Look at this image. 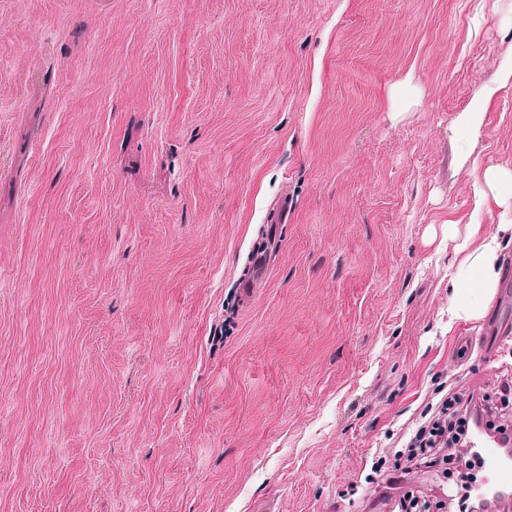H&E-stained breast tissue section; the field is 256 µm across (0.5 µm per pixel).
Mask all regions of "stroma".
<instances>
[{"label":"stroma","instance_id":"1","mask_svg":"<svg viewBox=\"0 0 512 512\" xmlns=\"http://www.w3.org/2000/svg\"><path fill=\"white\" fill-rule=\"evenodd\" d=\"M509 69L512 0H0V512H389L512 374V237L448 314ZM474 406L477 405L472 396L465 398L457 392H449L433 416L410 434L405 444L409 461L414 465L427 464L439 453L466 448L472 433V420L468 414Z\"/></svg>","mask_w":512,"mask_h":512}]
</instances>
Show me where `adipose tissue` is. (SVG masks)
I'll return each mask as SVG.
<instances>
[{"mask_svg": "<svg viewBox=\"0 0 512 512\" xmlns=\"http://www.w3.org/2000/svg\"><path fill=\"white\" fill-rule=\"evenodd\" d=\"M512 235V224H497L493 230L471 224L462 244L455 248L465 276L450 281L449 309L456 320L476 321L484 317L503 277L500 240Z\"/></svg>", "mask_w": 512, "mask_h": 512, "instance_id": "adipose-tissue-1", "label": "adipose tissue"}]
</instances>
